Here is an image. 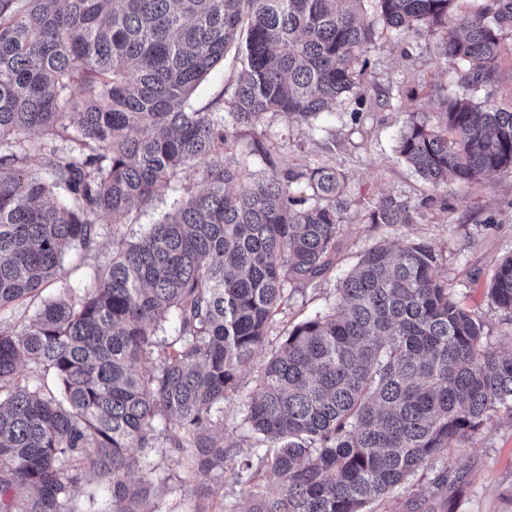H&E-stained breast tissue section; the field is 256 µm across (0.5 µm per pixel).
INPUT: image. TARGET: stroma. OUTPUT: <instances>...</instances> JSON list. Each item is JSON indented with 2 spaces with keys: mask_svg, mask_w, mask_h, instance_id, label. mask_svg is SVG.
<instances>
[{
  "mask_svg": "<svg viewBox=\"0 0 512 512\" xmlns=\"http://www.w3.org/2000/svg\"><path fill=\"white\" fill-rule=\"evenodd\" d=\"M363 76L365 104L353 114L343 101L322 113L315 125L298 124L280 114H267L255 128H235L231 151L243 162L249 180H262L319 164L343 178L350 207L344 215L342 248L336 273L345 275L361 255L383 238L398 241L422 238L444 256L438 269L462 306L475 312L496 350L512 352L503 312L486 297L496 260L512 255V169L488 174L474 184L455 180L432 187L399 156L397 141L411 115L425 116L438 125L436 93L457 90L458 77L445 67L440 35L396 38L376 30ZM238 68L226 56L201 82L191 103L200 109L230 93ZM202 189L197 167L178 173L170 189L151 207L125 218L102 216L101 224H149L169 211L184 187ZM422 206L421 223L387 233L370 223L368 212L385 197ZM335 282L307 286L294 293L269 338L240 376L243 391H250L286 326L330 306ZM158 489L150 499L153 512H219L229 501L245 495L232 479L217 480L200 472L191 483L180 480L182 470L163 442L149 449ZM441 460L452 462L454 474L447 486L435 488L432 473L424 469L401 489L371 504V512H512V420L496 415L462 444L444 449Z\"/></svg>",
  "mask_w": 512,
  "mask_h": 512,
  "instance_id": "35a3bbf8",
  "label": "stroma"
}]
</instances>
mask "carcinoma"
I'll return each instance as SVG.
<instances>
[{
    "label": "carcinoma",
    "mask_w": 512,
    "mask_h": 512,
    "mask_svg": "<svg viewBox=\"0 0 512 512\" xmlns=\"http://www.w3.org/2000/svg\"><path fill=\"white\" fill-rule=\"evenodd\" d=\"M457 2L0 0V309L61 288L20 330H0V512H76L73 488L90 477L105 512H149L153 468L132 449L160 437L184 480L249 484L222 512H368L490 413L512 419V353L491 346L419 238L368 249L329 309L286 329L239 397L249 454L216 432L290 291L330 277L348 209L325 166L246 181L228 129L269 113L311 126L342 100L362 104L378 25L444 32L468 87L492 86L512 0L468 13ZM232 48L229 99L194 108ZM437 102L443 124L412 118L398 139L425 181L512 168V101ZM36 153L48 182L28 170ZM192 164L202 191L184 189L174 214L139 231L112 229L109 262L69 283L65 255L96 258L102 215L162 197ZM368 218L393 230L422 213L387 197ZM486 296L512 325V256Z\"/></svg>",
    "instance_id": "1"
}]
</instances>
